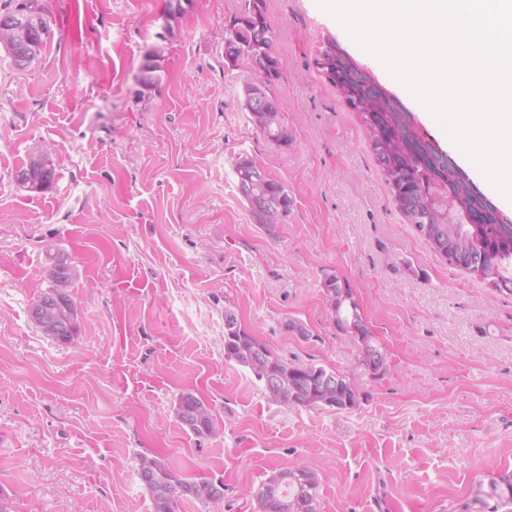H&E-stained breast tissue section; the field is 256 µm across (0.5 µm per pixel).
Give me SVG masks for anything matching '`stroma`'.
I'll use <instances>...</instances> for the list:
<instances>
[{
  "label": "stroma",
  "instance_id": "stroma-1",
  "mask_svg": "<svg viewBox=\"0 0 512 512\" xmlns=\"http://www.w3.org/2000/svg\"><path fill=\"white\" fill-rule=\"evenodd\" d=\"M49 0L54 34L31 68L0 50V491L10 512H149L135 460L170 459L223 500L179 512H256L251 491L300 464L317 512H512V295L448 265L394 206L356 112L317 70L335 42L449 152L381 62L317 0H265L291 142L242 106L252 74L224 64L241 0ZM163 80L144 95V54ZM49 148L62 177L31 192L16 171ZM248 155L293 199L274 231L236 189ZM76 270L79 336L31 322L50 252ZM345 279L387 354L359 367L323 292ZM284 359L354 378L352 410L287 409L224 358V309ZM303 323L309 339L286 332ZM215 410L218 436L175 415L181 394Z\"/></svg>",
  "mask_w": 512,
  "mask_h": 512
}]
</instances>
